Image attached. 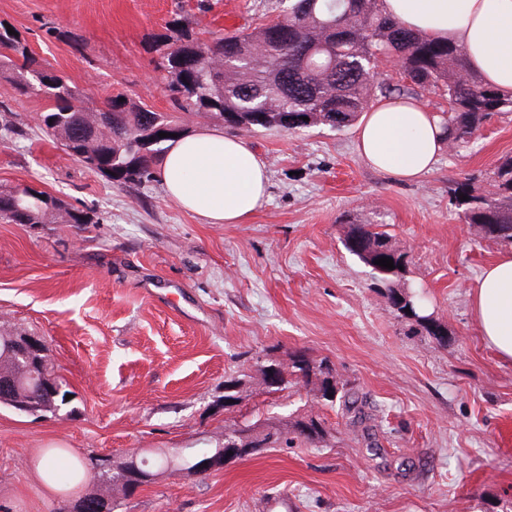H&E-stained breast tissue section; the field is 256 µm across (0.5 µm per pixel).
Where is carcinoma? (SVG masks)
Here are the masks:
<instances>
[{
	"label": "carcinoma",
	"mask_w": 512,
	"mask_h": 512,
	"mask_svg": "<svg viewBox=\"0 0 512 512\" xmlns=\"http://www.w3.org/2000/svg\"><path fill=\"white\" fill-rule=\"evenodd\" d=\"M185 15L174 20L177 37L157 38L154 51L163 72L162 84L174 113L156 112L118 91L100 109L83 106L82 92L67 78L45 67L26 40L0 23V78L20 96L47 100L41 130L61 143L77 126L84 132L81 148L95 160L93 171L118 184H135L150 175L171 138L158 136L184 126V118L206 115L237 133L259 128L299 132L324 126L341 131L352 126L371 103L397 93L434 92L449 110L441 111L448 150L470 146L496 114L512 112V92L485 84L467 64L460 45L434 40L403 27L386 14L383 0H293L288 11L251 32L207 34L193 30ZM380 56L402 62L395 85L376 82L373 69ZM492 190L479 192L467 183L451 188L452 202L466 224H498L496 239L512 244V157L499 161L491 176ZM27 219L35 224H90L89 213L71 208L57 197L28 184L0 186V221ZM349 252L377 273L391 308L409 336L443 341L448 328L424 314L418 295L407 285L406 255L376 224H354ZM389 257L394 269L375 261ZM410 312H405V309ZM16 368L10 336L0 335V370ZM278 378L266 384L276 392L302 381L315 383L319 400L338 406L353 428L354 438L371 446L373 414L349 383L332 375L325 363L311 366L292 356L276 365ZM247 375L224 380V409L246 397ZM324 446L328 430L321 421L301 418L274 422L243 418L224 426L227 460L257 455L293 441Z\"/></svg>",
	"instance_id": "carcinoma-1"
}]
</instances>
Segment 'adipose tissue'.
Here are the masks:
<instances>
[{
  "label": "adipose tissue",
  "mask_w": 512,
  "mask_h": 512,
  "mask_svg": "<svg viewBox=\"0 0 512 512\" xmlns=\"http://www.w3.org/2000/svg\"><path fill=\"white\" fill-rule=\"evenodd\" d=\"M384 6L405 26L464 46L470 69L512 91V0H384ZM355 145L371 166L409 182L432 170L446 135L438 113L412 100L387 99L360 117ZM158 177L168 197L205 224L244 223L267 199L263 157L219 127L168 143ZM470 310L483 342L512 363V250L482 270Z\"/></svg>",
  "instance_id": "adipose-tissue-1"
}]
</instances>
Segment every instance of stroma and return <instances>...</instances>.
<instances>
[{"label":"stroma","instance_id":"stroma-1","mask_svg":"<svg viewBox=\"0 0 512 512\" xmlns=\"http://www.w3.org/2000/svg\"><path fill=\"white\" fill-rule=\"evenodd\" d=\"M200 29H250L282 0H0L37 58L88 106L123 91L171 111L154 40L177 6ZM0 185L31 184L93 217L89 224L0 222V332L43 337L73 394L70 414L0 408V512H59L98 482L50 488L37 466L57 451L109 463L137 449L224 440V376L251 373L235 414L325 419L329 445L272 448L205 474L167 472L116 512H512V364L495 359L469 311L481 269L504 244L476 237L448 190L488 189L512 155V112L476 142L442 154L415 183L372 169L354 128L259 131L269 198L241 224H204L168 199L158 176L118 185L68 156L39 128L46 102L0 81ZM382 224L408 253L406 278L445 341L408 336L372 270L344 242L350 225ZM297 352L326 360L379 410L376 453L308 387L262 393L258 365Z\"/></svg>","mask_w":512,"mask_h":512}]
</instances>
